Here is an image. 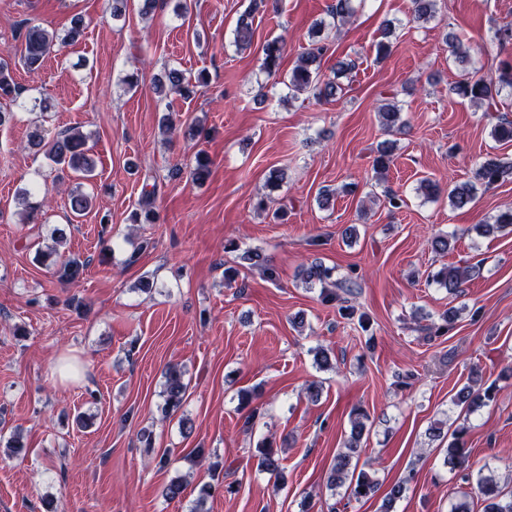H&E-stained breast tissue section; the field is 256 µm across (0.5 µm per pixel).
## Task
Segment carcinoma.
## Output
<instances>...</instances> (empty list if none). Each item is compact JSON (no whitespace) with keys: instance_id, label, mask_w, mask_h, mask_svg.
<instances>
[{"instance_id":"cac0c4a2","label":"carcinoma","mask_w":512,"mask_h":512,"mask_svg":"<svg viewBox=\"0 0 512 512\" xmlns=\"http://www.w3.org/2000/svg\"><path fill=\"white\" fill-rule=\"evenodd\" d=\"M411 17L417 23L427 24L436 18V0H411ZM265 0H251L250 6L237 19L235 28V43L240 48L251 46L253 36L254 14ZM331 15L336 22L345 23L354 15L352 0H336L332 5ZM82 35V25L76 20L73 25L61 35L39 25L26 28L23 34L24 48L20 62L29 72L40 71L46 57L57 45H66L76 42ZM446 40L450 42L452 54L456 63L464 65L470 61V46L463 43L458 37L449 33ZM327 44L319 42L302 52L297 58L295 66L288 74L289 95L296 97L303 93H310L315 98L328 101L336 97L342 87L337 79L345 76L356 68L352 59L342 58L336 60L335 79H324L320 71V58L327 53ZM262 65L264 70L275 75L279 73L281 60L284 54V43L275 38L266 42L262 47ZM170 84V92L177 93L188 99L207 85L204 74L190 78L178 70L165 72L159 85ZM512 89V67L501 69L497 76L475 77L464 73L461 81L457 82L451 92L458 97L470 101L474 106L485 112H496L497 98L503 89ZM21 94L12 75V68L6 61L0 60V99L14 101ZM377 119L381 128L387 132L399 130L404 121L400 106L392 99L381 100L377 107ZM492 139L496 142H512V121L505 118L498 119L490 130ZM89 136L81 130L66 129L54 135L47 133L41 126H34L28 133V146L37 153H43L52 163L71 170L79 180L89 181L95 177L96 163L90 156L91 147L88 146ZM394 143L385 142L377 149L373 159L374 171L382 175L393 162ZM512 179V161L497 155L487 156L476 169L474 180L457 184L448 189V201L456 209H464L474 203L478 188L485 189ZM43 192L41 185L29 184L18 191V198L25 207L22 223L31 224L41 215L43 202L36 200V196ZM155 192H147L141 196L136 208L130 215L133 224H153L157 216L154 208ZM93 206V198L77 189L70 199V209L75 215L81 216ZM512 227V208L500 212L491 224L481 225L485 234H492L501 229ZM71 225H57L51 233L53 246L51 251L42 252L40 256L51 259L48 268L52 277L61 285H68L79 281L90 264V260L59 251L68 242V233ZM243 259L250 265L259 268L268 279H275V272L268 264L267 258L258 250L245 252ZM470 277V268H461L454 265H443L439 269L428 273L427 280L432 281L448 293L456 294L461 291L464 283ZM303 283L309 287L319 284L322 286L321 297L324 302H333L339 299L338 290L346 288L345 283L333 280V269L320 262H312L301 271ZM185 373L176 365H170L165 371V381L161 397L163 411L170 417L183 408L188 383L184 379ZM498 389L495 384L482 383V376L478 371L470 373L467 384L460 388L453 398V404L462 406L469 411L494 401ZM366 413L360 407L351 411V431L344 443V450L338 452L327 476V487L334 491L339 487L345 488L347 498L357 501L369 500L380 489L379 480L375 475L352 468V458L359 454L361 441L366 425ZM469 428L462 423L457 425L450 434L448 448L445 449L444 463L455 467L469 466L468 448H466ZM258 461L261 470L274 478L277 483H285V476L281 468L280 455L277 443L272 438H265L257 445ZM414 478L408 477L393 483L385 493L382 512H392L394 504L399 501L407 490V484ZM187 483L176 476L163 488L162 494L168 500L182 497ZM476 488L486 502L484 512H512V492L504 494L495 479L493 471L478 470L476 475Z\"/></svg>"}]
</instances>
